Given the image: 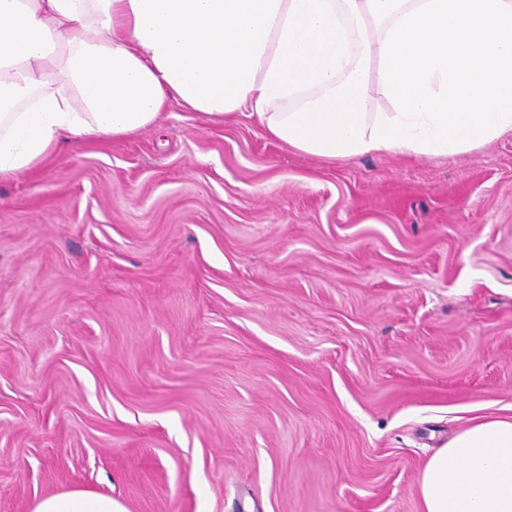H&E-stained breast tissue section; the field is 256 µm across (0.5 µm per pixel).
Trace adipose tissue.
I'll use <instances>...</instances> for the list:
<instances>
[{"label": "adipose tissue", "mask_w": 512, "mask_h": 512, "mask_svg": "<svg viewBox=\"0 0 512 512\" xmlns=\"http://www.w3.org/2000/svg\"><path fill=\"white\" fill-rule=\"evenodd\" d=\"M426 0H0V182L73 140L119 139L169 103L282 121L338 87ZM367 33L359 35L356 21ZM421 512H512V414L473 419L425 462ZM33 512H127L88 489Z\"/></svg>", "instance_id": "obj_1"}]
</instances>
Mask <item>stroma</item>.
<instances>
[{"mask_svg":"<svg viewBox=\"0 0 512 512\" xmlns=\"http://www.w3.org/2000/svg\"><path fill=\"white\" fill-rule=\"evenodd\" d=\"M512 406V134L330 162L170 103L0 182V512H420ZM32 512H128L117 500L88 489H71L39 499Z\"/></svg>","mask_w":512,"mask_h":512,"instance_id":"stroma-1","label":"stroma"}]
</instances>
